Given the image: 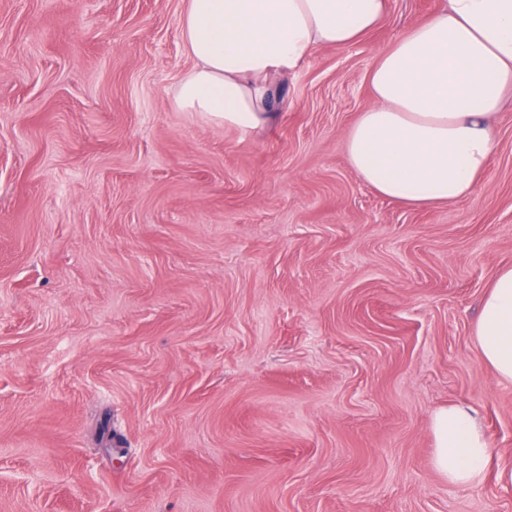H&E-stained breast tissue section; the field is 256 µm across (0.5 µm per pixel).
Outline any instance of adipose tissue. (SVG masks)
<instances>
[{"label": "adipose tissue", "mask_w": 512, "mask_h": 512, "mask_svg": "<svg viewBox=\"0 0 512 512\" xmlns=\"http://www.w3.org/2000/svg\"><path fill=\"white\" fill-rule=\"evenodd\" d=\"M387 0H186L181 36L194 65L175 106L248 136L272 118L271 76L315 48L347 46L385 16ZM371 103L345 136L351 168L380 195L434 206L470 195L495 150L493 121L512 95V0H448L383 50ZM474 336L497 378L512 382V266L482 297ZM432 465L448 484L482 482L490 447L476 412L438 409Z\"/></svg>", "instance_id": "1"}]
</instances>
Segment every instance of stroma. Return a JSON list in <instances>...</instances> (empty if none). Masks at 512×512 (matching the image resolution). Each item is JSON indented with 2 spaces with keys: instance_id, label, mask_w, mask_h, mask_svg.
Wrapping results in <instances>:
<instances>
[{
  "instance_id": "1",
  "label": "stroma",
  "mask_w": 512,
  "mask_h": 512,
  "mask_svg": "<svg viewBox=\"0 0 512 512\" xmlns=\"http://www.w3.org/2000/svg\"><path fill=\"white\" fill-rule=\"evenodd\" d=\"M388 0L242 136L174 105L184 0H0V512H512V382L473 325L512 265V100L475 190L406 206L344 136ZM474 409L484 480L432 466ZM432 431V465L437 474L457 487L482 482L490 447L476 412L462 405L442 407L434 413Z\"/></svg>"
}]
</instances>
